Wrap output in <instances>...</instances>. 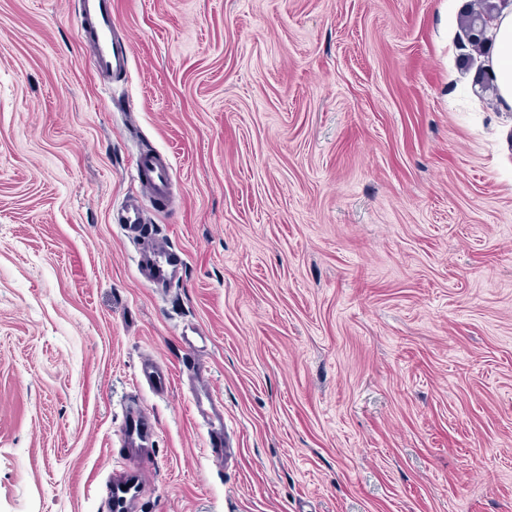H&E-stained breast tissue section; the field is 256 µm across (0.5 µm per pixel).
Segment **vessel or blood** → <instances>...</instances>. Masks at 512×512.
I'll list each match as a JSON object with an SVG mask.
<instances>
[{
	"mask_svg": "<svg viewBox=\"0 0 512 512\" xmlns=\"http://www.w3.org/2000/svg\"><path fill=\"white\" fill-rule=\"evenodd\" d=\"M75 17L82 40L92 42V66L102 77L128 72L132 60L129 38L117 35L112 18V0H75ZM136 180L140 195L127 199L121 207V222L129 229H139L145 222L142 198H149L156 206L169 204L173 188V170L168 158L159 152L142 153L137 160ZM137 267L143 281L149 285H165L180 278L184 261L168 241L144 239ZM152 423L141 416L131 417L125 426V438L131 445H139L151 433Z\"/></svg>",
	"mask_w": 512,
	"mask_h": 512,
	"instance_id": "obj_1",
	"label": "vessel or blood"
}]
</instances>
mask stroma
I'll use <instances>...</instances> for the list:
<instances>
[{"label":"stroma","mask_w":512,"mask_h":512,"mask_svg":"<svg viewBox=\"0 0 512 512\" xmlns=\"http://www.w3.org/2000/svg\"><path fill=\"white\" fill-rule=\"evenodd\" d=\"M72 3L0 0V512H112L142 411L132 512H512V108L458 65L472 0H112V83ZM153 149L177 202L137 237ZM121 224H124L132 232L145 224V215L139 198L127 199L121 209ZM137 267L143 281L148 285H165L181 277L184 260L168 241L143 239ZM152 423L144 416L139 415L131 417L125 426V438L132 446L137 447L139 443L143 442L145 434H151Z\"/></svg>","instance_id":"stroma-1"}]
</instances>
